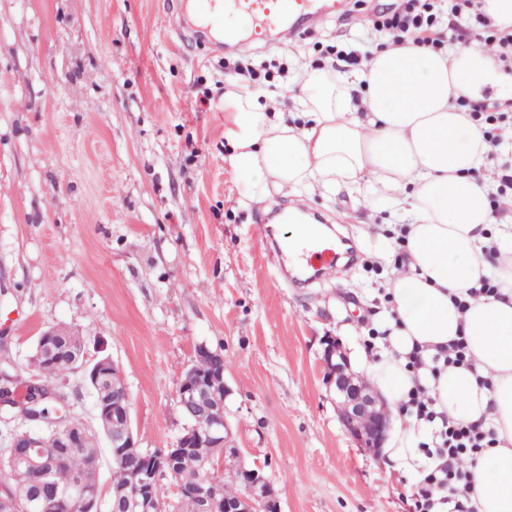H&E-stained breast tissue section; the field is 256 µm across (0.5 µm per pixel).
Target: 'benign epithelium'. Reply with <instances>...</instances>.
<instances>
[{
    "mask_svg": "<svg viewBox=\"0 0 512 512\" xmlns=\"http://www.w3.org/2000/svg\"><path fill=\"white\" fill-rule=\"evenodd\" d=\"M324 349L321 364L327 387L334 389L337 398L339 420L348 434L364 450L376 455L386 440L391 419L385 403L378 392L362 377L357 375L350 364L346 352L333 336H327L323 342ZM203 352H198L183 375L177 390V405L190 412L207 415L206 423L188 429L180 436L175 448H195L203 451V459L212 460L213 449H221L218 469L232 467L239 473L241 484L232 490L216 484H199L196 496L202 505L201 512H281L278 493L263 469H248L240 449L233 445L230 431L224 417V401L227 386L224 383V370L203 372L200 368ZM80 367L89 368L88 375L93 382L100 377L112 375V401L95 402L96 419L104 422L112 419L122 423L123 427L112 434V447L131 449L138 447L131 428L129 395L126 386H117L123 381L119 367L112 365V371L104 370L103 363L98 362L89 367L86 361H80ZM36 379L25 382L22 387H0V409L8 406L19 409L12 419L23 421L40 420L42 415L34 411L39 398L28 397L30 387ZM53 426L52 432L59 448H74L87 435V431L76 429L62 417L47 420ZM43 439L30 435L13 434L7 447L10 451V464L17 462L35 467L42 474L51 478L54 475L55 460L45 452ZM151 465L147 469L129 474L126 485L122 488L123 506L126 512H151L154 497L159 493L161 481L173 473L171 456L165 450L145 452ZM77 499L87 506V512H100L102 492L99 487L89 485L77 474L71 482L58 493L57 501L68 502Z\"/></svg>",
    "mask_w": 512,
    "mask_h": 512,
    "instance_id": "7a95c632",
    "label": "benign epithelium"
}]
</instances>
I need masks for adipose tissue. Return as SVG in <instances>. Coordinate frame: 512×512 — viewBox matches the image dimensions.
<instances>
[{"label": "adipose tissue", "instance_id": "1", "mask_svg": "<svg viewBox=\"0 0 512 512\" xmlns=\"http://www.w3.org/2000/svg\"><path fill=\"white\" fill-rule=\"evenodd\" d=\"M512 99V75L477 44L433 53L407 44L378 51L337 82L306 74L294 99L300 120L235 96L231 172L248 180L249 202L271 192L324 198L347 193L387 212L375 225L376 249L390 265L383 333L358 365L385 399L392 427L387 471L415 472L420 446L444 419L492 428L496 441L463 458L462 499L471 512H512V225L495 223L489 180H476L488 147L458 109L465 96ZM497 295H472L479 278ZM463 340L464 363L448 361ZM430 402L437 421L417 416Z\"/></svg>", "mask_w": 512, "mask_h": 512}]
</instances>
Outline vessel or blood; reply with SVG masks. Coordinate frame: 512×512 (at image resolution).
Masks as SVG:
<instances>
[{
    "label": "vessel or blood",
    "instance_id": "vessel-or-blood-1",
    "mask_svg": "<svg viewBox=\"0 0 512 512\" xmlns=\"http://www.w3.org/2000/svg\"><path fill=\"white\" fill-rule=\"evenodd\" d=\"M190 4L207 29L219 30L224 47L268 41L271 32L286 38L308 24L326 22L345 11V0H174L175 7ZM305 264L334 273L337 268L334 243L319 244L309 236L303 249Z\"/></svg>",
    "mask_w": 512,
    "mask_h": 512
}]
</instances>
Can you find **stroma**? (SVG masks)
I'll list each match as a JSON object with an SVG mask.
<instances>
[{
  "label": "stroma",
  "instance_id": "35a3bbf8",
  "mask_svg": "<svg viewBox=\"0 0 512 512\" xmlns=\"http://www.w3.org/2000/svg\"><path fill=\"white\" fill-rule=\"evenodd\" d=\"M386 0L290 42L252 50L281 69L316 68L326 46L366 51L355 31ZM172 0H0V368L34 374L50 327L120 367L140 448L186 426L176 390L198 347L223 355L225 419L244 461L263 467L282 512H413L405 477L354 444L323 382V339L372 346L388 300L385 258L357 227L381 223L346 195L304 199L345 231L358 260L340 278L287 283L286 253L254 231L224 132L244 90ZM355 323L352 332L344 331Z\"/></svg>",
  "mask_w": 512,
  "mask_h": 512
}]
</instances>
